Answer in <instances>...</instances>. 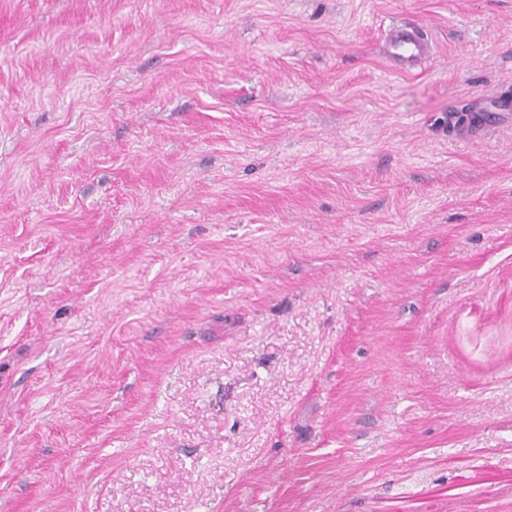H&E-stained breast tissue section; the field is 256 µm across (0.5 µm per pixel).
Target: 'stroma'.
Listing matches in <instances>:
<instances>
[{
	"label": "stroma",
	"mask_w": 512,
	"mask_h": 512,
	"mask_svg": "<svg viewBox=\"0 0 512 512\" xmlns=\"http://www.w3.org/2000/svg\"><path fill=\"white\" fill-rule=\"evenodd\" d=\"M507 82L512 0H0V512H512ZM385 54L391 66L405 72L413 71L432 53L422 24L408 23L392 27L385 37Z\"/></svg>",
	"instance_id": "35a3bbf8"
}]
</instances>
